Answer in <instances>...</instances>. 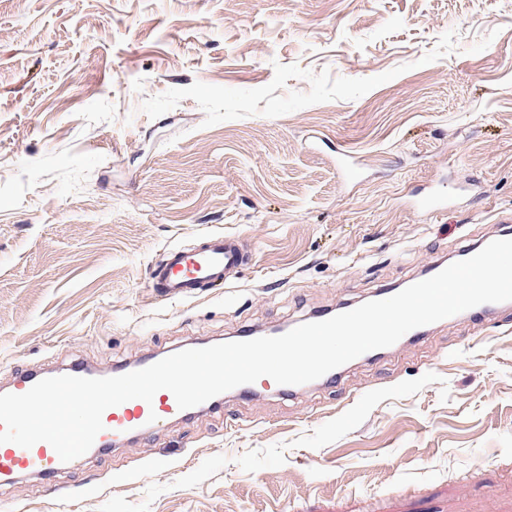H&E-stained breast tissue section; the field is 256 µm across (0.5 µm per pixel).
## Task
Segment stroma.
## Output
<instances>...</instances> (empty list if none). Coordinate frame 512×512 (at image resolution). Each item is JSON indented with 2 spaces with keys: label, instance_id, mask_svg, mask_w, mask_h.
Returning a JSON list of instances; mask_svg holds the SVG:
<instances>
[{
  "label": "stroma",
  "instance_id": "stroma-1",
  "mask_svg": "<svg viewBox=\"0 0 512 512\" xmlns=\"http://www.w3.org/2000/svg\"><path fill=\"white\" fill-rule=\"evenodd\" d=\"M509 214L512 0H0V390L365 302ZM221 232L251 249L236 282L152 292L164 249ZM57 482L0 505L512 512V317L224 397ZM310 384H311V382L307 383V384L295 385V386H293V385H278L272 379H270L268 377H262L255 383L241 385V386H238L229 391H233V392L237 393L242 398H247V397L256 395L261 390L287 393V392H292L296 388L308 386Z\"/></svg>",
  "mask_w": 512,
  "mask_h": 512
}]
</instances>
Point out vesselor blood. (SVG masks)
<instances>
[{
    "instance_id": "b4317fda",
    "label": "vessel or blood",
    "mask_w": 512,
    "mask_h": 512,
    "mask_svg": "<svg viewBox=\"0 0 512 512\" xmlns=\"http://www.w3.org/2000/svg\"><path fill=\"white\" fill-rule=\"evenodd\" d=\"M250 252L234 235L215 233L201 237L195 246L165 250L155 263L151 280L158 294L168 299L191 297L208 286L230 285L248 263ZM512 310V304L487 303L467 310L483 326L494 325L500 313ZM196 409H179L173 394L158 391L152 402L140 399L108 408L103 416V430L97 435L93 451L104 453L126 440L141 437L162 428L170 420L188 421ZM63 464L53 447L44 441L24 448L0 443V488L14 487L27 474L40 477L47 486L56 487V477Z\"/></svg>"
}]
</instances>
